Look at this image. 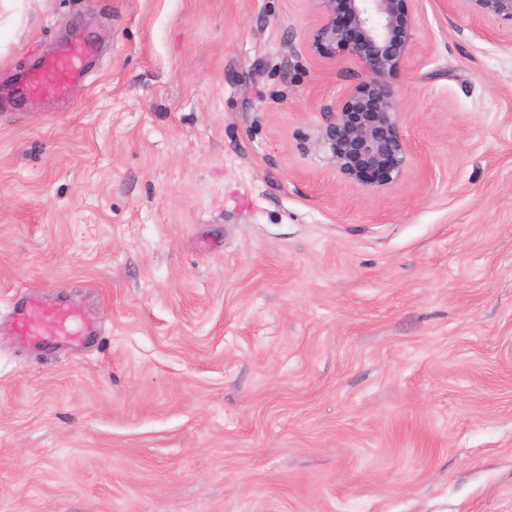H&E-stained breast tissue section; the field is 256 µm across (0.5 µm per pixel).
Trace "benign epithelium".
Listing matches in <instances>:
<instances>
[{"label":"benign epithelium","instance_id":"7a95c632","mask_svg":"<svg viewBox=\"0 0 512 512\" xmlns=\"http://www.w3.org/2000/svg\"><path fill=\"white\" fill-rule=\"evenodd\" d=\"M319 15L310 48L358 61L365 79L330 113L320 144L348 183L379 188L411 160L399 131V94L390 83L411 52L417 19L411 0H314ZM485 15L512 22V0H472Z\"/></svg>","mask_w":512,"mask_h":512}]
</instances>
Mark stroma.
<instances>
[{
  "mask_svg": "<svg viewBox=\"0 0 512 512\" xmlns=\"http://www.w3.org/2000/svg\"><path fill=\"white\" fill-rule=\"evenodd\" d=\"M412 158L344 182L313 0H0V512H512V23L411 0ZM84 348L18 345L17 299ZM92 53L93 50L78 35H74L46 58L41 68L31 74L26 82L33 91L64 97L72 84L84 78V64ZM13 320L20 335L33 341L40 336L38 327L44 322L53 324L58 336L70 341L91 334V324L79 314L66 307L47 308L33 299L14 306Z\"/></svg>",
  "mask_w": 512,
  "mask_h": 512,
  "instance_id": "stroma-1",
  "label": "stroma"
}]
</instances>
